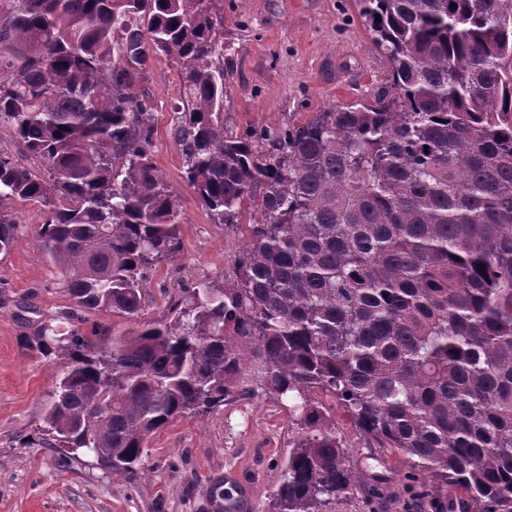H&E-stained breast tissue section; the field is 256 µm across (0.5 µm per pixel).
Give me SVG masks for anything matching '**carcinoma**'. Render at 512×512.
<instances>
[{
  "instance_id": "1",
  "label": "carcinoma",
  "mask_w": 512,
  "mask_h": 512,
  "mask_svg": "<svg viewBox=\"0 0 512 512\" xmlns=\"http://www.w3.org/2000/svg\"><path fill=\"white\" fill-rule=\"evenodd\" d=\"M221 2L0 0L20 46L0 61V125L41 164L0 151V252L12 203L50 206L38 241L70 296L129 321L97 343L69 330L41 435L121 473L175 419L260 390L297 425L276 512L356 490L338 408L443 512H512V0H358L391 90L239 137ZM148 50L180 67L199 201L228 226L254 213L232 283L142 322L180 226L130 67Z\"/></svg>"
}]
</instances>
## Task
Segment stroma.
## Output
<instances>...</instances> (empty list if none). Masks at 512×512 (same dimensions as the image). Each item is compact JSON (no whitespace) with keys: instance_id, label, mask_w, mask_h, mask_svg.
I'll list each match as a JSON object with an SVG mask.
<instances>
[{"instance_id":"35a3bbf8","label":"stroma","mask_w":512,"mask_h":512,"mask_svg":"<svg viewBox=\"0 0 512 512\" xmlns=\"http://www.w3.org/2000/svg\"><path fill=\"white\" fill-rule=\"evenodd\" d=\"M223 7L226 135L371 102L389 84L390 63L356 0H224ZM136 73V91L154 115V163L181 212L179 253L161 261L142 288V320L160 321L184 289L233 280L247 240L241 227L216 223L184 178L178 66L153 53ZM46 211L16 203L17 239L0 254V512H212L216 470L246 483L255 512H272L291 432L287 411L261 394L226 402L203 418L176 419L149 439L141 465L128 473L104 469L89 452L67 459L61 449L35 444L67 365L47 328L66 323L88 333L127 326L111 312L76 306L36 239ZM336 425L358 488L326 512H438L439 499L423 496L401 458L352 427L344 413H337Z\"/></svg>"}]
</instances>
